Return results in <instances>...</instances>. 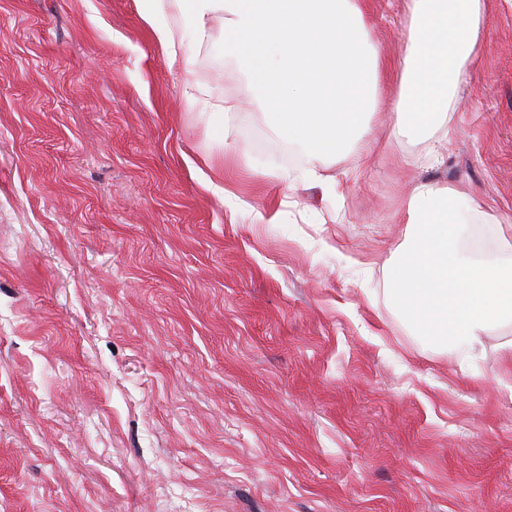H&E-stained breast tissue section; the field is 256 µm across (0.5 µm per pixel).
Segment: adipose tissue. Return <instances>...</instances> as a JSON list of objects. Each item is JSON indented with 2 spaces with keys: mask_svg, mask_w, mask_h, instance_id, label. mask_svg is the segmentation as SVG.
Returning a JSON list of instances; mask_svg holds the SVG:
<instances>
[{
  "mask_svg": "<svg viewBox=\"0 0 512 512\" xmlns=\"http://www.w3.org/2000/svg\"><path fill=\"white\" fill-rule=\"evenodd\" d=\"M143 18L169 52L175 13L206 38L223 16L230 50L263 95L272 133L320 156L359 142L375 111L384 59L361 0H141ZM408 39L391 109L419 139L452 117L464 65L476 51L482 0H408ZM411 242L383 296L418 334L443 349L482 350L512 322V242L500 220L467 193L422 181L406 201Z\"/></svg>",
  "mask_w": 512,
  "mask_h": 512,
  "instance_id": "adipose-tissue-1",
  "label": "adipose tissue"
}]
</instances>
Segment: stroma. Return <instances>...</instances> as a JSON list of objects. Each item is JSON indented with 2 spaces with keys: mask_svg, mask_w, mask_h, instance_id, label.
<instances>
[{
  "mask_svg": "<svg viewBox=\"0 0 512 512\" xmlns=\"http://www.w3.org/2000/svg\"><path fill=\"white\" fill-rule=\"evenodd\" d=\"M362 7L396 60L406 0ZM171 26L174 56L140 0H0V512H512V328L445 355L371 300L417 182L512 238V5L446 129L395 137L383 75L369 153L298 168L223 23Z\"/></svg>",
  "mask_w": 512,
  "mask_h": 512,
  "instance_id": "obj_1",
  "label": "stroma"
}]
</instances>
